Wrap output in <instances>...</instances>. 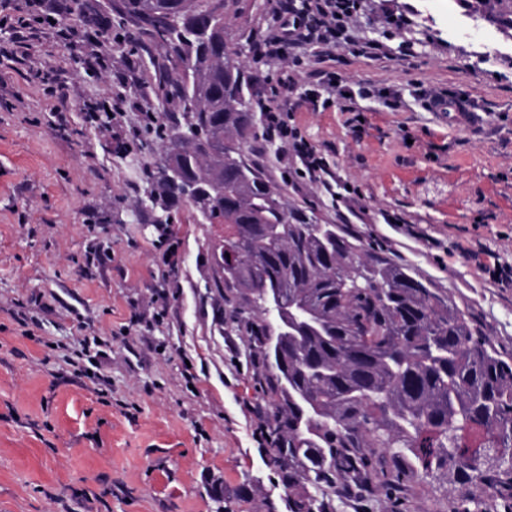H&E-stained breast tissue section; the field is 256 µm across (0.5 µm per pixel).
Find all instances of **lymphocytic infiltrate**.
Masks as SVG:
<instances>
[{"label":"lymphocytic infiltrate","mask_w":512,"mask_h":512,"mask_svg":"<svg viewBox=\"0 0 512 512\" xmlns=\"http://www.w3.org/2000/svg\"><path fill=\"white\" fill-rule=\"evenodd\" d=\"M365 0H274L273 30L259 41V54L272 61H287L289 70L308 72V80L300 95L302 103L319 110L323 95L338 94L344 98V109L356 111L354 96L348 95L330 64L329 48L337 42L348 45L351 53L380 60L390 58V48L378 40L353 36V28L365 17ZM68 0H16L10 11L0 13V27L10 29L11 38L0 44V58L23 63L28 57L29 43L47 24L54 25L58 36H65L62 24ZM288 79L276 85L263 86L256 105L264 118L265 140L280 141L291 157L283 163L284 176H296L309 184L331 189L333 176L325 160L308 141L299 138L289 126Z\"/></svg>","instance_id":"lymphocytic-infiltrate-1"}]
</instances>
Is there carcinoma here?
Instances as JSON below:
<instances>
[{"label":"carcinoma","instance_id":"1","mask_svg":"<svg viewBox=\"0 0 512 512\" xmlns=\"http://www.w3.org/2000/svg\"><path fill=\"white\" fill-rule=\"evenodd\" d=\"M239 0H112L152 59L158 90L183 122L160 134L148 171L155 224L187 204L224 227L214 288L257 365L272 445L266 465L288 487L287 512H333L336 487L399 488L453 469L468 483L491 472L512 486V358L470 316L410 269L288 203L248 158L257 138L254 77L224 17ZM309 319L279 336L259 314L268 290Z\"/></svg>","mask_w":512,"mask_h":512}]
</instances>
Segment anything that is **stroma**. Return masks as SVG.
Listing matches in <instances>:
<instances>
[{
    "instance_id": "obj_1",
    "label": "stroma",
    "mask_w": 512,
    "mask_h": 512,
    "mask_svg": "<svg viewBox=\"0 0 512 512\" xmlns=\"http://www.w3.org/2000/svg\"><path fill=\"white\" fill-rule=\"evenodd\" d=\"M416 54L373 61L333 54L352 91L370 89L358 115L300 106L294 122L336 175L334 193L285 187L290 204L336 224L337 197L358 194L369 221L350 236L410 267L467 311L512 355V288L493 283L460 251L482 244L512 265V30L484 18L478 0H405ZM106 27L95 45L88 19ZM70 41L31 44L28 67L0 62V512H286L287 486L266 466L252 404L255 368L211 282L213 229L190 207L168 227L151 221L144 171L163 143L141 124L181 115L158 97L152 64L108 0H71ZM271 0H240L226 16L250 43L242 60L261 81L281 63L251 42L272 25ZM103 61L84 69L88 55ZM60 79L66 99L48 95ZM423 89L453 90L479 107L471 129L427 112ZM126 97L102 133L82 105ZM399 213L404 223L388 224ZM175 247L178 264L163 260ZM98 336L111 382L100 398L79 357ZM401 512H512L494 477L459 483L441 473L398 491Z\"/></svg>"
}]
</instances>
